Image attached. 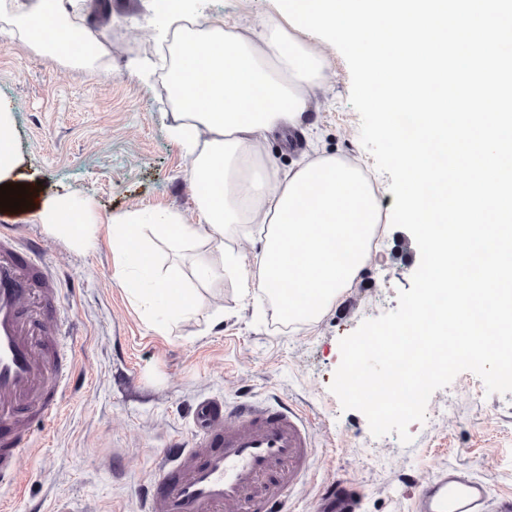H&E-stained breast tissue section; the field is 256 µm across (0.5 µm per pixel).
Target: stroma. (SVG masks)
Returning a JSON list of instances; mask_svg holds the SVG:
<instances>
[{
	"mask_svg": "<svg viewBox=\"0 0 512 512\" xmlns=\"http://www.w3.org/2000/svg\"><path fill=\"white\" fill-rule=\"evenodd\" d=\"M152 3L83 0L87 28L112 41L103 75L0 37V101L12 106L17 174L39 197L71 191L89 198L96 222L85 248L38 223L27 229L60 277L80 377L23 457L20 486L0 488V512H51L61 499L82 512H138L162 445L190 434L195 403L244 395L283 397L313 423L314 476L295 488L294 512H317L322 484L340 478L359 486L361 512H409L421 479L445 467L484 481L492 496L512 494V392L487 393L476 374L461 372L434 392L425 421L410 425L412 441L404 444L394 433L373 437L366 417L342 410L330 390L340 339L396 309L399 291L411 287L420 253L407 230L378 225L358 278L311 324L284 322L268 297L245 292L228 275L207 288L223 298L222 322L211 323L204 307L163 334L121 288L112 214L167 208L196 219L188 162L157 110L161 88L143 84L132 68L151 50ZM198 12L243 26L280 14L275 0H200ZM326 52L329 78L311 92L297 143L276 131L265 150L283 171L315 150L357 158L389 213L391 177L377 172L360 142L349 67L336 48ZM116 454L124 459L121 478L113 475Z\"/></svg>",
	"mask_w": 512,
	"mask_h": 512,
	"instance_id": "35a3bbf8",
	"label": "stroma"
}]
</instances>
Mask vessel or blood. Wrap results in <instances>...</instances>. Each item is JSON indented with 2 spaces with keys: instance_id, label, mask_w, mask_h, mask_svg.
<instances>
[{
  "instance_id": "vessel-or-blood-1",
  "label": "vessel or blood",
  "mask_w": 512,
  "mask_h": 512,
  "mask_svg": "<svg viewBox=\"0 0 512 512\" xmlns=\"http://www.w3.org/2000/svg\"><path fill=\"white\" fill-rule=\"evenodd\" d=\"M21 224L0 225V485L20 479L18 460L55 417L72 369L54 354L71 327L59 281ZM190 437L168 441L141 492L142 512H288V497L312 476L314 435L281 399H205ZM322 512H357L343 479L323 485ZM482 481L442 469L422 485L420 512H484Z\"/></svg>"
}]
</instances>
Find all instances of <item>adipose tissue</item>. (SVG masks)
I'll list each match as a JSON object with an SVG mask.
<instances>
[{
  "label": "adipose tissue",
  "mask_w": 512,
  "mask_h": 512,
  "mask_svg": "<svg viewBox=\"0 0 512 512\" xmlns=\"http://www.w3.org/2000/svg\"><path fill=\"white\" fill-rule=\"evenodd\" d=\"M0 25L33 51L94 69L106 50L63 0H0ZM154 54L135 64L144 82L165 80L169 134L182 148L195 188L196 223L170 209L132 208L109 220L122 288L147 311L190 317L199 298L179 266L156 274L145 234L192 245V274L206 284L231 274L252 278L286 322L317 320L365 266L381 212L357 161L318 155L282 173L264 151L268 133L300 125L311 87L326 75V51L281 22L250 34L201 19L193 0H160L150 35ZM48 232L73 246L93 239L92 205L71 192L37 207ZM260 243L254 272L238 262Z\"/></svg>",
  "instance_id": "adipose-tissue-1"
}]
</instances>
